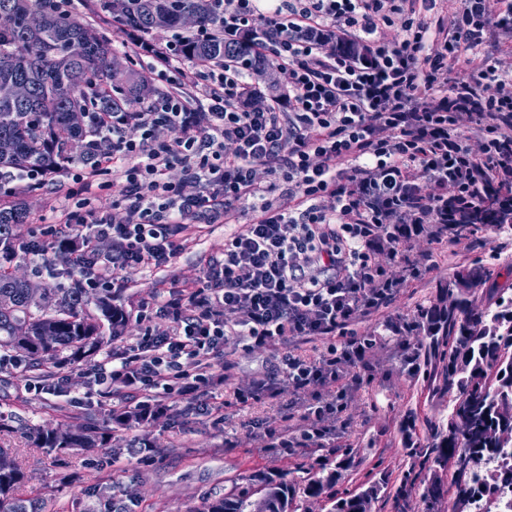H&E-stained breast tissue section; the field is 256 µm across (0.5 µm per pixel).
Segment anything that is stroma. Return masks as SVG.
<instances>
[{"mask_svg":"<svg viewBox=\"0 0 512 512\" xmlns=\"http://www.w3.org/2000/svg\"><path fill=\"white\" fill-rule=\"evenodd\" d=\"M74 189L63 173L50 175L37 188L16 186L12 199L23 203L28 212L20 234L51 227L57 207L67 204ZM235 226L209 225L198 244L167 267L126 272L128 286L121 299L129 319L123 344L135 343L143 333L137 318L141 300L195 282L208 259L220 254L225 236L234 232ZM11 268L41 288H66L81 277L62 255L54 257L52 267L40 268L19 253ZM67 374L68 394L59 398L47 390L26 392L20 372L0 371V412L15 417L17 424L46 429L84 424L111 427V394L90 382L84 365L70 366ZM168 403L166 414L149 426L116 433L108 448L51 451L31 447L18 434L6 431L0 433V445L13 450L27 475L22 493L34 499L41 512H111L117 503L124 512H192L205 500L248 485L250 476L259 470L285 473L299 483L306 479L307 468L300 461L260 453L256 442L246 437L245 423L255 417L275 416V409L229 407L225 423L215 426L205 417L187 413L186 400L177 394H170ZM352 411L359 417L368 416L369 422L350 436L360 466L342 473L339 486L349 490L362 475L406 468L398 424L412 411L423 419L434 418L437 406L425 383L407 376L399 361L390 357L372 385L356 397ZM237 437L242 440L240 447L225 451V440ZM133 440L152 444L150 458L130 455L128 444Z\"/></svg>","mask_w":512,"mask_h":512,"instance_id":"35a3bbf8","label":"stroma"}]
</instances>
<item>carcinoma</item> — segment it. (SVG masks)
Masks as SVG:
<instances>
[{"label":"carcinoma","instance_id":"cac0c4a2","mask_svg":"<svg viewBox=\"0 0 512 512\" xmlns=\"http://www.w3.org/2000/svg\"><path fill=\"white\" fill-rule=\"evenodd\" d=\"M2 11L13 15V25L0 27V171L21 176L90 162L89 141L99 135L97 114L134 112L146 104L144 80L107 70L112 41L59 10L54 0H0ZM95 13L109 26L143 36L181 27L186 14L202 27L218 26L212 0H96ZM191 49L201 60L250 58L248 45L226 47L219 31ZM19 81L29 87L22 101L12 96ZM76 108L86 115L79 128L70 123ZM24 223L23 206H0V346L24 350L35 375L47 378L46 368L88 360L123 335L126 324L112 321L123 306L114 303L110 288L93 309L78 281L56 289L55 303L37 302L28 281L4 264ZM497 277V270L476 261L436 286L433 332L417 341L426 355L418 375L433 395L451 400L452 408L429 423L426 440L415 436V417L400 423L410 465L392 495L394 512H444L450 499L457 512H471L480 502L495 505L512 489V469L501 471L493 484L484 477L512 440V294L498 287ZM20 430L37 448L112 447L107 428ZM339 479L327 460L309 467L300 489L285 473L274 479L257 472L243 491L206 500L195 512H254L259 503L266 512H309L298 502L300 493L324 502L325 512H371L383 481L368 476L357 489L342 491ZM24 482L25 473L0 448V512H38L35 502L16 495Z\"/></svg>","mask_w":512,"mask_h":512}]
</instances>
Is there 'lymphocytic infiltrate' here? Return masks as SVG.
<instances>
[{
  "instance_id": "obj_1",
  "label": "lymphocytic infiltrate",
  "mask_w": 512,
  "mask_h": 512,
  "mask_svg": "<svg viewBox=\"0 0 512 512\" xmlns=\"http://www.w3.org/2000/svg\"><path fill=\"white\" fill-rule=\"evenodd\" d=\"M259 2L214 0V10L225 41H249L254 60L276 67L278 94L248 107L240 62L189 59L183 36L158 46L124 33L123 47L173 91L113 113L108 148L68 169L81 198L61 210L63 231L17 249L59 250L76 265L110 240L84 288L117 293L124 271L169 266L200 225L250 211L202 276L142 302V336L87 374L117 398L120 429L165 414L172 390L218 425L214 359L229 374L227 342L267 352L266 370L227 404L278 406L279 419L246 425L260 451H322L340 464L337 441L357 425L350 397L373 382L378 349L405 343L408 372L420 367L430 309L403 312L407 289L495 237L493 224L459 229L491 199L512 216V0ZM187 85L189 99L178 94ZM177 164L197 194L169 181ZM107 174L120 221L86 208Z\"/></svg>"
}]
</instances>
